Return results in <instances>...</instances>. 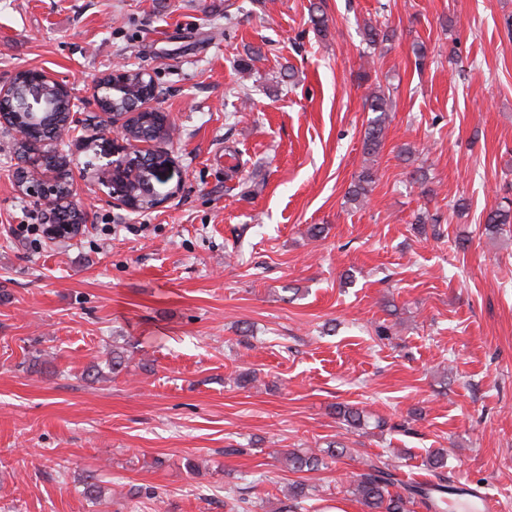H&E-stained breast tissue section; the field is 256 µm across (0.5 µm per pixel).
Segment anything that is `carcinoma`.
<instances>
[{"mask_svg": "<svg viewBox=\"0 0 512 512\" xmlns=\"http://www.w3.org/2000/svg\"><path fill=\"white\" fill-rule=\"evenodd\" d=\"M367 57L383 43L395 36L394 31L386 24L365 23L362 28ZM365 107L373 113L368 120L363 139L364 154L372 157L378 153L385 136L388 112L391 111V95L381 87L368 88ZM51 130H35L28 139L16 143V151L25 155L36 148L38 136H50ZM377 179L376 170L366 165L357 173L349 187V200L360 205L368 197ZM512 223V206L500 205L491 210L486 224L490 229L500 230V226ZM336 413L347 425L356 430L368 426L363 411L353 406H338ZM347 449L342 445H330L326 448H300L290 450L283 455L288 470L295 473L315 472L328 468L329 464L345 455ZM348 491L370 509V512H413L416 504L423 505L428 512H445L448 507V496L459 495L461 491L448 484L431 482H407L399 478L397 468L380 459L367 458L362 461V468L351 477ZM310 495L308 484L296 482L289 485L286 498L293 506L305 501Z\"/></svg>", "mask_w": 512, "mask_h": 512, "instance_id": "carcinoma-1", "label": "carcinoma"}]
</instances>
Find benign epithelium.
<instances>
[{"mask_svg":"<svg viewBox=\"0 0 512 512\" xmlns=\"http://www.w3.org/2000/svg\"><path fill=\"white\" fill-rule=\"evenodd\" d=\"M140 91L134 93L129 83L126 65L117 63L112 70L100 79L91 98L84 102V108L99 113L101 129L127 142L125 156L112 161L109 193L106 202L112 206L125 207L132 212H144L162 202L151 178H160L165 167L154 170V176L146 175L141 185L132 186L129 180L138 173L140 153L157 149L168 151L167 145L173 140L174 127L166 112L155 105L158 87L154 74L145 68L138 70ZM69 103V118L57 134L64 135L69 128L82 119L81 107L74 105L71 91L64 84L53 79L46 71L29 68L18 71L0 81V100L16 98L9 116L0 114V122L7 126L16 139H21L33 130L36 124H55L50 113L48 93ZM148 112L166 130L162 144L153 141H135L128 132L132 118ZM55 139H47L39 144L26 161L12 171L15 183L24 193L34 199L37 205L47 209L44 223L46 235L51 240L66 239L81 230L82 225L94 222L91 210L78 200L70 160L55 146ZM65 209L70 215V223L56 222V211Z\"/></svg>","mask_w":512,"mask_h":512,"instance_id":"benign-epithelium-1","label":"benign epithelium"}]
</instances>
